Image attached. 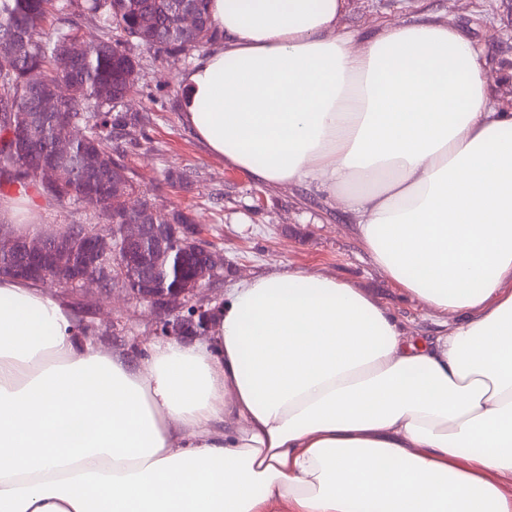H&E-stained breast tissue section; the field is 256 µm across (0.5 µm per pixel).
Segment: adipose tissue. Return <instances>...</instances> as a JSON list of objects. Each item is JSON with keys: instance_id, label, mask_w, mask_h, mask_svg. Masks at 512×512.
Masks as SVG:
<instances>
[{"instance_id": "1", "label": "adipose tissue", "mask_w": 512, "mask_h": 512, "mask_svg": "<svg viewBox=\"0 0 512 512\" xmlns=\"http://www.w3.org/2000/svg\"><path fill=\"white\" fill-rule=\"evenodd\" d=\"M346 0H211L182 120L256 181L338 198L444 318L283 268L206 341L134 359L0 276V512H512V109L442 21L339 31Z\"/></svg>"}]
</instances>
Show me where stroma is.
Here are the masks:
<instances>
[{"mask_svg": "<svg viewBox=\"0 0 512 512\" xmlns=\"http://www.w3.org/2000/svg\"><path fill=\"white\" fill-rule=\"evenodd\" d=\"M445 20L461 29L479 50L495 92L512 105V0H347L340 20L356 36L372 34L389 21ZM138 74L126 109L147 115L145 124L125 128L118 145L134 181L160 211L178 207L201 226V237L224 257L222 276L196 296L218 307L235 282L276 267L320 272L365 288L391 311L409 334L443 333L439 314L403 293L369 259L352 231L349 214L324 192L302 186L268 187L210 155L181 119V78L198 58L191 51L168 58L131 46ZM192 175L189 185L177 180ZM0 220L36 224L53 234L67 224H91V211L61 206L36 193H0ZM91 328L95 342L144 355L163 339V321L121 287L80 291L54 287Z\"/></svg>", "mask_w": 512, "mask_h": 512, "instance_id": "35a3bbf8", "label": "stroma"}]
</instances>
